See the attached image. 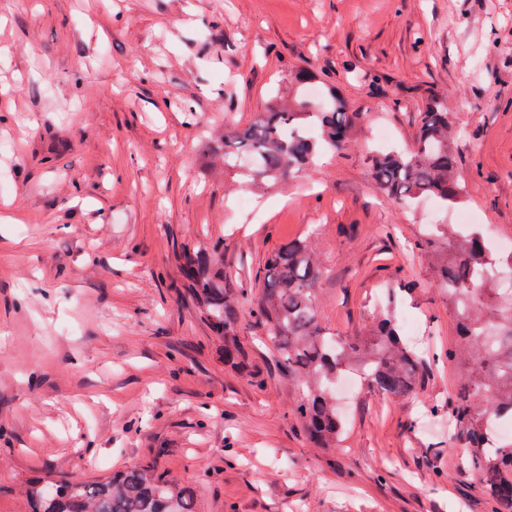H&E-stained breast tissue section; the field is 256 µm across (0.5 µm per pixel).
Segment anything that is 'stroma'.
I'll return each mask as SVG.
<instances>
[{"instance_id": "obj_1", "label": "stroma", "mask_w": 512, "mask_h": 512, "mask_svg": "<svg viewBox=\"0 0 512 512\" xmlns=\"http://www.w3.org/2000/svg\"><path fill=\"white\" fill-rule=\"evenodd\" d=\"M301 68L360 113L343 150L259 188L199 156L200 129L247 125ZM432 97L469 208L512 242V0H0V512H27L30 478L147 462L205 512H472L447 422L403 426L452 368L414 398L357 393L337 447H312L274 358L265 386L230 374L179 270L214 250L234 292L241 262L307 233L322 327L358 334L393 274L417 286L421 349L447 347L448 299L409 244L453 211L368 174L371 150L412 149Z\"/></svg>"}]
</instances>
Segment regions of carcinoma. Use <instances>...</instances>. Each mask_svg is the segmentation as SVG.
<instances>
[{
  "mask_svg": "<svg viewBox=\"0 0 512 512\" xmlns=\"http://www.w3.org/2000/svg\"><path fill=\"white\" fill-rule=\"evenodd\" d=\"M316 76L299 70L290 76L288 102L260 112L246 126L224 134V164L250 159L247 177L268 185L300 174L324 149L339 151L351 139L359 114L348 111L333 87L317 101L307 98ZM459 154L450 132L445 102L428 100L409 152L377 153L370 177L390 200L401 204L433 197L454 207L466 201ZM412 248L432 260L434 278L454 312L456 343L424 355L399 326L398 306L416 287L394 277L384 288L385 303L371 314L363 334L338 338L317 325L314 286L319 265L308 239L291 240L246 269L233 297L224 291V268L204 252L184 254L188 291L211 333L223 343L224 364L251 379L254 356L238 341L234 303H252L251 317L266 332L280 373L298 398L289 415L317 448H334L346 429L338 408L336 381L359 377L368 392L405 396L424 389L439 365H451L462 378L431 411L446 414L465 447L475 481V498L485 512H512V442L492 433V420L512 419V299L486 273L512 265V256L487 250L482 231L466 235L452 224L423 228ZM258 285L253 292L252 284ZM29 512H199L196 489L159 472L152 464L114 470L91 482L40 478L25 487Z\"/></svg>",
  "mask_w": 512,
  "mask_h": 512,
  "instance_id": "obj_1",
  "label": "carcinoma"
}]
</instances>
